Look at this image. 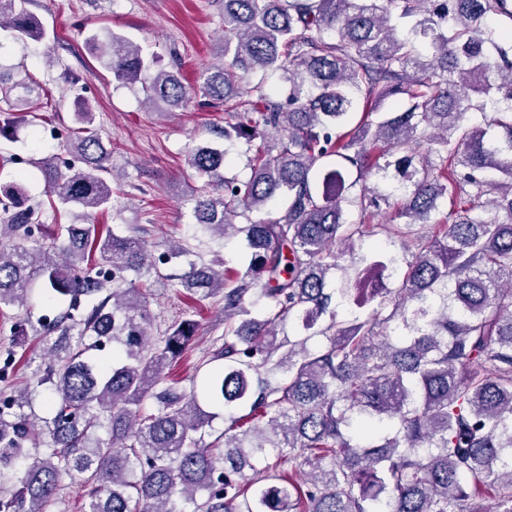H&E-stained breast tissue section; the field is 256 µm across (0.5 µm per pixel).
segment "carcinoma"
Instances as JSON below:
<instances>
[{
	"label": "carcinoma",
	"instance_id": "1",
	"mask_svg": "<svg viewBox=\"0 0 512 512\" xmlns=\"http://www.w3.org/2000/svg\"><path fill=\"white\" fill-rule=\"evenodd\" d=\"M25 4L0 0V30L46 41ZM221 10L228 62L196 88L121 34L89 48L117 85L162 111L198 96L224 106L219 136L246 145L245 179L223 175L227 148L188 153L199 231L250 249L242 275L192 263L180 277L192 295H222L224 331L190 388L168 381L198 324L152 336L151 289L127 278L156 269L136 231L69 224L64 240L30 247L42 204L21 207L22 187L1 186L0 309L26 307L37 283L70 302L40 332L47 362L35 377L52 390L51 417L38 424L27 386L0 406V481L29 457L38 426L46 445L0 494V512H48L75 474L84 512H186L181 502L191 512H486L483 499L512 512V5L222 0ZM272 75L283 102L267 91ZM31 83L0 66L1 137L41 119L22 95ZM389 98L392 111L372 120ZM73 106L61 153L42 161L50 208L103 212L114 206L110 152L88 101L78 93ZM279 195L284 210L252 219ZM392 199L401 222L368 223ZM377 235L410 254L370 244L384 255L374 277L360 269L364 254L341 263L336 246ZM112 342V362L90 354ZM219 409L230 424L207 442Z\"/></svg>",
	"mask_w": 512,
	"mask_h": 512
}]
</instances>
